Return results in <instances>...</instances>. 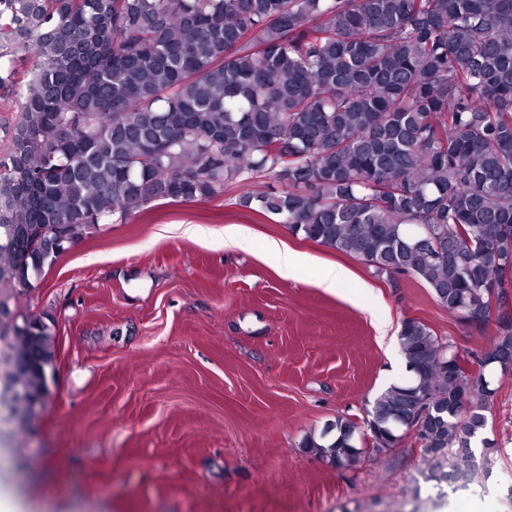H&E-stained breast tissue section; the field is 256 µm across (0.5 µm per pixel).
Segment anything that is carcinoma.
<instances>
[{"instance_id":"1","label":"carcinoma","mask_w":512,"mask_h":512,"mask_svg":"<svg viewBox=\"0 0 512 512\" xmlns=\"http://www.w3.org/2000/svg\"><path fill=\"white\" fill-rule=\"evenodd\" d=\"M40 63L0 157V382L47 403L48 327L9 307L65 243L112 216L220 191L297 235L412 277L448 315L495 321L469 360L399 332L409 385L302 447L354 466L405 438L454 482L512 372V0H0Z\"/></svg>"}]
</instances>
